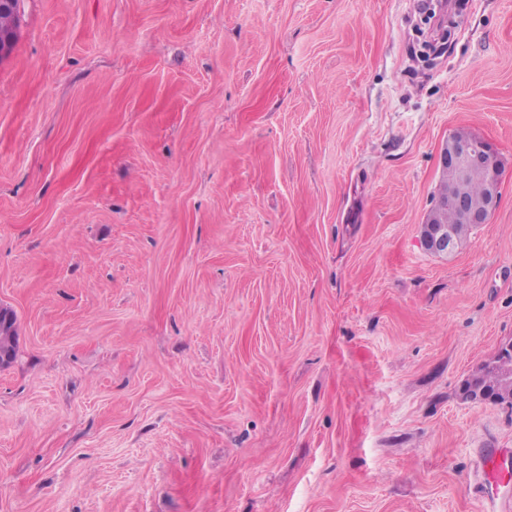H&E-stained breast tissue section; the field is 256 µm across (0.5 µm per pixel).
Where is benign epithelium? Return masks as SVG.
<instances>
[{
    "label": "benign epithelium",
    "instance_id": "benign-epithelium-1",
    "mask_svg": "<svg viewBox=\"0 0 512 512\" xmlns=\"http://www.w3.org/2000/svg\"><path fill=\"white\" fill-rule=\"evenodd\" d=\"M499 154L487 139L476 135L468 139L453 137L442 144L439 152V171L442 174L453 170L460 179L466 178L474 171H488L496 167ZM501 201V182L490 177L484 185L483 202L473 205L466 197L448 188V198L435 200L422 224L420 242L422 247L435 255H448L460 250L457 233L453 226L440 224L435 218L442 205H454L459 223L479 228L489 223L492 214Z\"/></svg>",
    "mask_w": 512,
    "mask_h": 512
}]
</instances>
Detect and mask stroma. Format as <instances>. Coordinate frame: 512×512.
<instances>
[{
    "label": "stroma",
    "mask_w": 512,
    "mask_h": 512,
    "mask_svg": "<svg viewBox=\"0 0 512 512\" xmlns=\"http://www.w3.org/2000/svg\"><path fill=\"white\" fill-rule=\"evenodd\" d=\"M20 0L0 58V512H512V0ZM488 224L419 244L456 129ZM470 134L465 129H458L442 144L439 152L440 175L448 173L449 168L458 178L464 179L474 171H488L497 166L499 154L489 140L479 135L459 140ZM14 317L7 310L0 311V366H7L16 357ZM1 336L3 338L1 339ZM509 345L510 350L505 347ZM467 400L484 402V394L498 397L499 401H509L512 406V343L503 345L488 362L481 364L461 387Z\"/></svg>",
    "instance_id": "obj_1"
}]
</instances>
